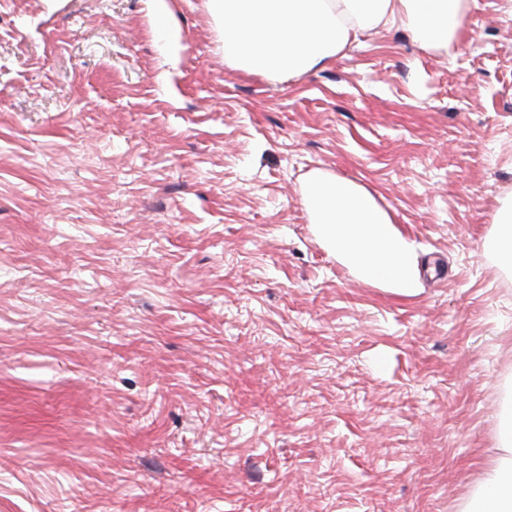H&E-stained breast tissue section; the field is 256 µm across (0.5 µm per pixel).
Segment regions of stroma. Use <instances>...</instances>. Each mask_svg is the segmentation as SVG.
Wrapping results in <instances>:
<instances>
[{
  "mask_svg": "<svg viewBox=\"0 0 512 512\" xmlns=\"http://www.w3.org/2000/svg\"><path fill=\"white\" fill-rule=\"evenodd\" d=\"M168 3L0 0V512H460L512 416V0L280 82ZM316 171L419 294L330 253ZM304 204L318 236L359 280L401 295L418 293L419 266L412 244L365 188L316 173L306 183Z\"/></svg>",
  "mask_w": 512,
  "mask_h": 512,
  "instance_id": "35a3bbf8",
  "label": "stroma"
}]
</instances>
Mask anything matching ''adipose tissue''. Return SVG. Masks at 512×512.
Masks as SVG:
<instances>
[{"label":"adipose tissue","mask_w":512,"mask_h":512,"mask_svg":"<svg viewBox=\"0 0 512 512\" xmlns=\"http://www.w3.org/2000/svg\"><path fill=\"white\" fill-rule=\"evenodd\" d=\"M224 25V57L270 80L290 79L334 59L378 27L408 30L422 49L455 47L470 0H206ZM304 203L318 236L361 281L416 295L418 258L387 211L357 183L314 174ZM461 512H512V420Z\"/></svg>","instance_id":"1"}]
</instances>
